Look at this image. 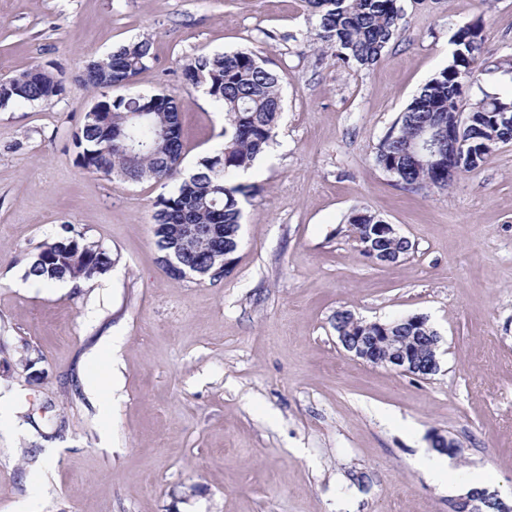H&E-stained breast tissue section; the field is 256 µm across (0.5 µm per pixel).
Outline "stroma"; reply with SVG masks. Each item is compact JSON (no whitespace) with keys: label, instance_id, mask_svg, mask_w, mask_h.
<instances>
[{"label":"stroma","instance_id":"35a3bbf8","mask_svg":"<svg viewBox=\"0 0 512 512\" xmlns=\"http://www.w3.org/2000/svg\"><path fill=\"white\" fill-rule=\"evenodd\" d=\"M397 5L400 37L360 67L336 58L306 0H0V77L50 65L64 80L52 102L0 108V402L16 421L0 430V512H448L455 488L417 461L438 434L461 448L451 472L483 471L512 500V141L442 191L397 186L374 161L461 27L481 23L484 58L512 65V0ZM143 38L154 59L110 94L174 96L186 170L224 141L186 64L252 48L285 78L217 282L159 262L152 215L170 186L77 159L72 133L99 97L84 66ZM355 209L395 225L408 256L362 255ZM68 224L111 265L77 287L31 285L36 247ZM339 310L426 317L439 371L351 356Z\"/></svg>","mask_w":512,"mask_h":512}]
</instances>
